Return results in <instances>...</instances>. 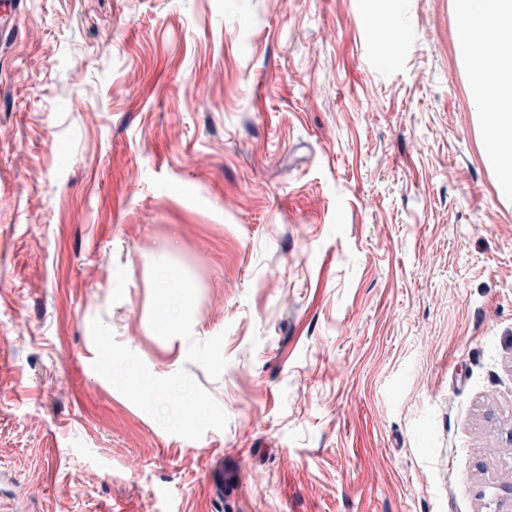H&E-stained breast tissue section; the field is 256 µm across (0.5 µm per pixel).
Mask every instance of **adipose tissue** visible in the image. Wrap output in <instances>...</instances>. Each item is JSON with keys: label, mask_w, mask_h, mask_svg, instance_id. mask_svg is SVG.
<instances>
[{"label": "adipose tissue", "mask_w": 512, "mask_h": 512, "mask_svg": "<svg viewBox=\"0 0 512 512\" xmlns=\"http://www.w3.org/2000/svg\"><path fill=\"white\" fill-rule=\"evenodd\" d=\"M460 18L459 46L469 67L483 85L505 78V68H512V26L502 24L503 16L512 15V0H492L491 7L480 9L475 0H456ZM480 106L488 144L504 175L501 188L512 196V113L499 109L497 99L482 94Z\"/></svg>", "instance_id": "obj_1"}]
</instances>
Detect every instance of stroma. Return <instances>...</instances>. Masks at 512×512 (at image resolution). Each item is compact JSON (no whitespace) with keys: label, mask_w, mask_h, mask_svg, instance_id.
Returning a JSON list of instances; mask_svg holds the SVG:
<instances>
[{"label":"stroma","mask_w":512,"mask_h":512,"mask_svg":"<svg viewBox=\"0 0 512 512\" xmlns=\"http://www.w3.org/2000/svg\"><path fill=\"white\" fill-rule=\"evenodd\" d=\"M5 18L0 512H512V198L454 0Z\"/></svg>","instance_id":"35a3bbf8"}]
</instances>
